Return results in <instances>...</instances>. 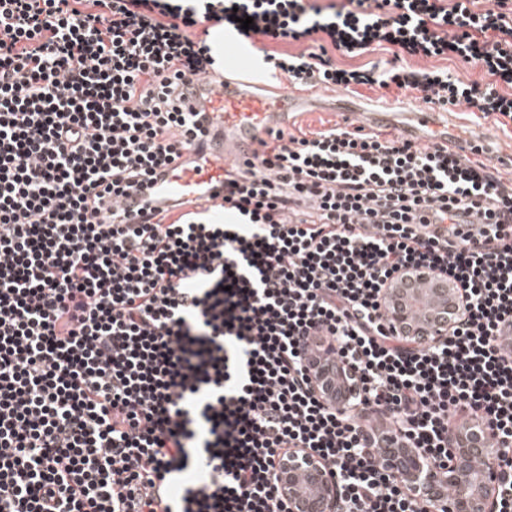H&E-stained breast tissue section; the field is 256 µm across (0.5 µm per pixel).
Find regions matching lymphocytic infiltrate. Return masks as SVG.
<instances>
[{"label": "lymphocytic infiltrate", "instance_id": "obj_1", "mask_svg": "<svg viewBox=\"0 0 512 512\" xmlns=\"http://www.w3.org/2000/svg\"><path fill=\"white\" fill-rule=\"evenodd\" d=\"M474 2L0 0V512H288L277 464L307 450L341 512H427L373 429L442 461L469 416L493 433L512 512V177L481 145L271 130L219 197L145 196L210 137L191 100L220 73L217 26L301 44L261 52L294 85L512 119V0ZM379 49L391 66L332 58ZM405 267L461 291L443 340L387 323L381 292ZM329 340L358 373L341 410L304 365ZM408 62L415 68L427 70L448 69L455 78L465 83L480 80L481 73L479 69L473 68L471 64L464 62L458 57L449 59L413 57L408 59Z\"/></svg>", "mask_w": 512, "mask_h": 512}]
</instances>
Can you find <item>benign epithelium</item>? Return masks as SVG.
Segmentation results:
<instances>
[{"label":"benign epithelium","instance_id":"7a95c632","mask_svg":"<svg viewBox=\"0 0 512 512\" xmlns=\"http://www.w3.org/2000/svg\"><path fill=\"white\" fill-rule=\"evenodd\" d=\"M419 279L435 282L434 302L421 312L414 308ZM382 297L391 327L415 345L448 335L460 314L458 290L436 272L402 271L392 286L383 290ZM305 365L316 393L325 402L344 407L347 400L334 396L341 382L345 383L346 396H351L352 386L345 382L342 368L333 375L319 360ZM385 440L390 444L382 458L385 472L404 481L407 493L425 503L428 512H499L502 474L498 453L480 422L464 419L448 429V463L437 475L425 451L406 445L394 435ZM277 476L291 512H338L337 480L328 475L318 456L291 453L280 460Z\"/></svg>","mask_w":512,"mask_h":512}]
</instances>
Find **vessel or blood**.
Listing matches in <instances>:
<instances>
[{
  "mask_svg": "<svg viewBox=\"0 0 512 512\" xmlns=\"http://www.w3.org/2000/svg\"><path fill=\"white\" fill-rule=\"evenodd\" d=\"M246 85V80L229 75L219 83L199 81L198 91L205 97L208 116L216 126L215 134L202 151L184 153L165 177L155 181L153 193L157 199L206 198L223 184L229 162L250 157L256 139L263 137L266 130L287 122L286 109L294 104L289 95L270 98L247 90ZM421 127L439 132L441 143L451 151H460L465 146L460 136L445 135L443 123L430 113L420 115L416 125L405 127L404 132L413 135Z\"/></svg>",
  "mask_w": 512,
  "mask_h": 512,
  "instance_id": "1",
  "label": "vessel or blood"
}]
</instances>
